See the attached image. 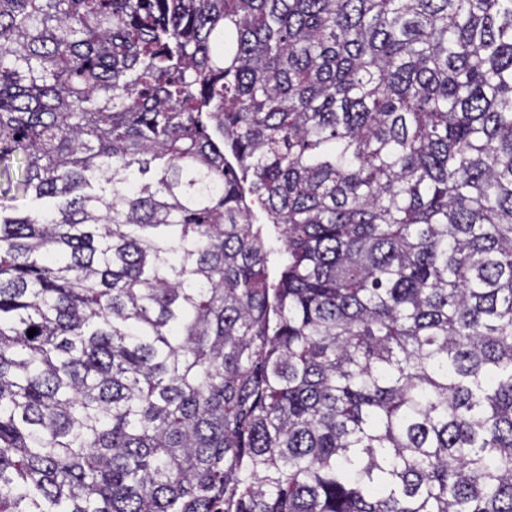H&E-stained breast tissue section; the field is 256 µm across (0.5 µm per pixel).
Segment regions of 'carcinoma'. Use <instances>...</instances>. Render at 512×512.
I'll list each match as a JSON object with an SVG mask.
<instances>
[{
    "mask_svg": "<svg viewBox=\"0 0 512 512\" xmlns=\"http://www.w3.org/2000/svg\"><path fill=\"white\" fill-rule=\"evenodd\" d=\"M0 512H512V0H0Z\"/></svg>",
    "mask_w": 512,
    "mask_h": 512,
    "instance_id": "obj_1",
    "label": "carcinoma"
}]
</instances>
